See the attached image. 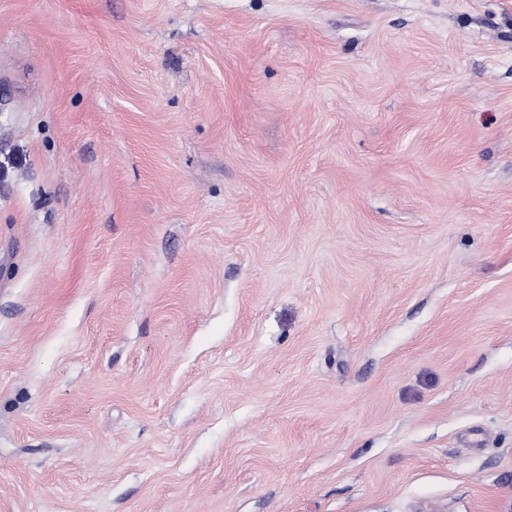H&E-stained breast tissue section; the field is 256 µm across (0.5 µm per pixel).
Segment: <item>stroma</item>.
Returning <instances> with one entry per match:
<instances>
[{
	"mask_svg": "<svg viewBox=\"0 0 512 512\" xmlns=\"http://www.w3.org/2000/svg\"><path fill=\"white\" fill-rule=\"evenodd\" d=\"M0 512H512V0H0Z\"/></svg>",
	"mask_w": 512,
	"mask_h": 512,
	"instance_id": "stroma-1",
	"label": "stroma"
}]
</instances>
